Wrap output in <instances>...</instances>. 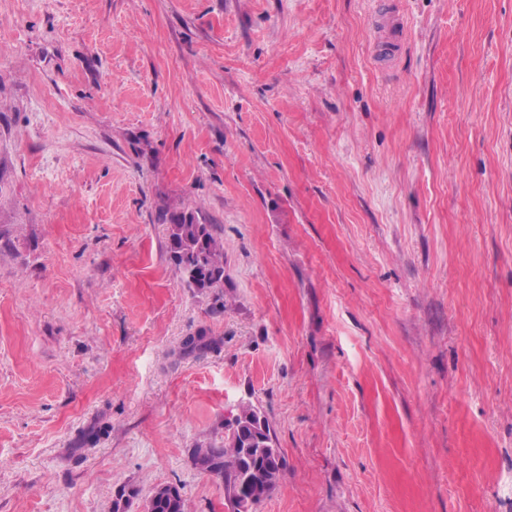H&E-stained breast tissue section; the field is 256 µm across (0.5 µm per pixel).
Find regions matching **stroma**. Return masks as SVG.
Instances as JSON below:
<instances>
[{
  "mask_svg": "<svg viewBox=\"0 0 512 512\" xmlns=\"http://www.w3.org/2000/svg\"><path fill=\"white\" fill-rule=\"evenodd\" d=\"M382 9L0 0V512H227L189 450L244 401L256 512H512V0H403L379 68ZM159 220L168 224L169 257L183 283L198 292L218 289L215 309L223 310L224 244L214 224H206L198 212H159ZM188 511L186 499L177 487L161 486L156 488L147 505V512Z\"/></svg>",
  "mask_w": 512,
  "mask_h": 512,
  "instance_id": "35a3bbf8",
  "label": "stroma"
}]
</instances>
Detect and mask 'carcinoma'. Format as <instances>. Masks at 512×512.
<instances>
[{"instance_id": "obj_1", "label": "carcinoma", "mask_w": 512, "mask_h": 512, "mask_svg": "<svg viewBox=\"0 0 512 512\" xmlns=\"http://www.w3.org/2000/svg\"><path fill=\"white\" fill-rule=\"evenodd\" d=\"M159 220L168 225V253L188 288L198 292L215 289V303L224 309V244L216 235L215 226L207 224L193 212L159 213ZM214 340L199 334L182 343L180 351L193 355L212 347ZM236 428L224 431V441L206 447L192 448L193 465L215 477L224 487L228 512H254L255 507L279 484L286 469L280 449L274 446L268 420L252 403L239 406ZM252 472L248 492H237L244 471ZM147 512H188L186 499L177 487L155 489Z\"/></svg>"}]
</instances>
